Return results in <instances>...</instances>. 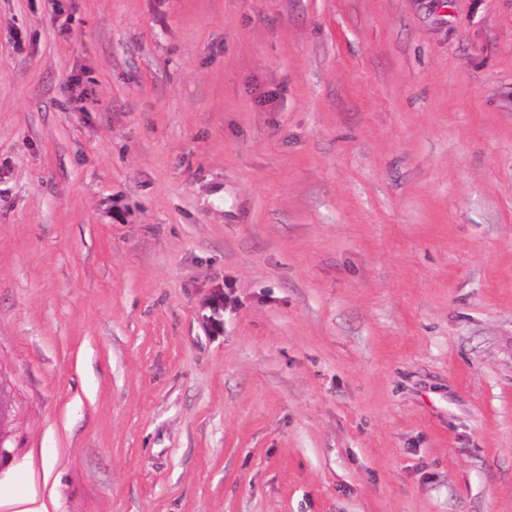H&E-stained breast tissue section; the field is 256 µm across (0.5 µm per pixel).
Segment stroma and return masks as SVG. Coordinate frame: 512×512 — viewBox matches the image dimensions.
I'll return each mask as SVG.
<instances>
[{
	"mask_svg": "<svg viewBox=\"0 0 512 512\" xmlns=\"http://www.w3.org/2000/svg\"><path fill=\"white\" fill-rule=\"evenodd\" d=\"M0 386V512H512V0H0Z\"/></svg>",
	"mask_w": 512,
	"mask_h": 512,
	"instance_id": "35a3bbf8",
	"label": "stroma"
}]
</instances>
